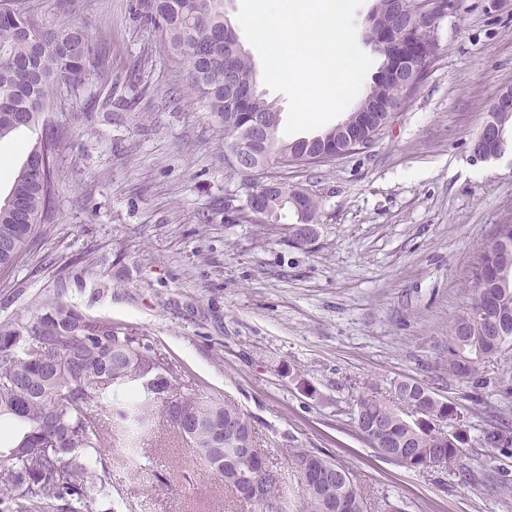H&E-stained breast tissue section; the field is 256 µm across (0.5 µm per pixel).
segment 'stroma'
Returning <instances> with one entry per match:
<instances>
[{"mask_svg": "<svg viewBox=\"0 0 512 512\" xmlns=\"http://www.w3.org/2000/svg\"><path fill=\"white\" fill-rule=\"evenodd\" d=\"M38 2L47 21L85 26L112 65L114 96L135 103L113 112L62 101L55 220L24 263L0 272V325L61 302L150 336L181 386L250 416L289 512H305L294 448L346 467L369 512H512L500 486L385 458L354 420L362 393L419 382L457 408L464 467L494 459L512 485V447L483 443L496 416L512 419V355L481 365L480 389L443 367L483 244L512 222V159L472 156L496 97L512 90V0H451L437 55L371 149L265 171L319 196V235L305 247L284 224L225 223L216 205L239 176L135 0ZM145 54L153 63L142 69ZM34 139L26 129L0 139L1 199ZM105 453L114 512H251L162 417L115 433Z\"/></svg>", "mask_w": 512, "mask_h": 512, "instance_id": "obj_1", "label": "stroma"}]
</instances>
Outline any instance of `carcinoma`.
<instances>
[{
	"instance_id": "cac0c4a2",
	"label": "carcinoma",
	"mask_w": 512,
	"mask_h": 512,
	"mask_svg": "<svg viewBox=\"0 0 512 512\" xmlns=\"http://www.w3.org/2000/svg\"><path fill=\"white\" fill-rule=\"evenodd\" d=\"M387 3L377 0L372 10L386 42L377 51L381 64L373 86L316 144L319 150L336 144L338 159L348 135L368 136L383 117L374 111L369 114L372 122L364 124L354 120L357 111L399 94V85L382 71L412 21L400 23ZM138 17L183 62L190 103L220 128L225 150L253 124L258 138L251 156L255 170H265L281 155H301V141L280 136L279 109L258 92L250 57L243 53L224 58V0H138ZM433 34L426 22L416 27L405 52L407 68L420 71L427 66ZM89 70L101 85H112V69L80 24L51 27L36 0H0V139L21 127L37 131L25 162L13 175L10 193L0 200L1 271L23 262L35 245L36 226L53 221V161L65 145L54 107L64 89L70 97L81 98L82 79ZM229 74L233 93L225 86ZM258 189L268 197L275 219L290 213L297 223L319 216V200L312 196L301 202L299 187L286 181L273 188L260 184ZM479 264L484 275L473 273L475 296L485 298V308L450 326L446 369L453 379L474 378L487 359L512 352L511 222L496 225ZM143 360L156 365L158 378L150 384L137 378ZM170 393L182 403L183 414L170 425L213 475L224 478V487L235 494L236 476L265 468V496L250 505L254 512H270L275 503L278 512H288L278 472L269 468L261 452H250L257 441L246 413L223 400L182 390L177 366L146 334L84 317L62 303L19 328H0V419L20 426L13 445L0 449V512H42L48 498L58 501L57 512H112V463L103 453L112 423L102 420L98 409L112 408L126 429L141 428L153 411L166 414ZM395 393L419 416L407 419L371 393L358 398L357 429L382 426L381 435L368 434L371 446L409 469L459 466L468 438L457 409L419 383L401 381ZM448 420L457 421L452 433L439 429ZM226 427L238 433L229 444L224 443ZM507 434L509 427L502 424L485 432L483 442L498 448ZM292 459L307 512H367L366 497L345 467L304 448L294 449Z\"/></svg>"
}]
</instances>
